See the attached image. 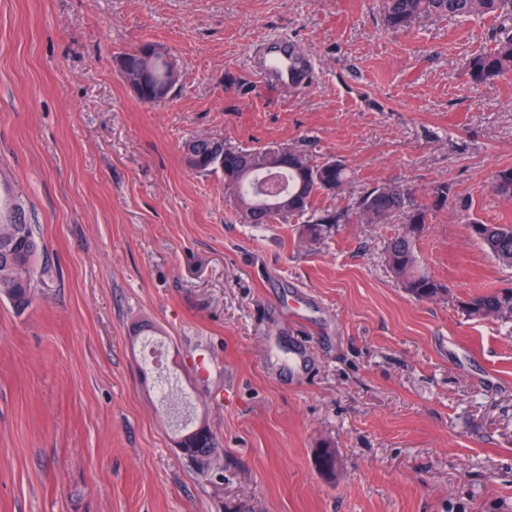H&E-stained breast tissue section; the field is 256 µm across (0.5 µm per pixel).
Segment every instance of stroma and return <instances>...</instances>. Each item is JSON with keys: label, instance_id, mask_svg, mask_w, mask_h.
<instances>
[{"label": "stroma", "instance_id": "35a3bbf8", "mask_svg": "<svg viewBox=\"0 0 512 512\" xmlns=\"http://www.w3.org/2000/svg\"><path fill=\"white\" fill-rule=\"evenodd\" d=\"M382 0H0V177L21 196L45 274L0 300V512H512V321L467 295L512 287L453 210L417 243L445 301L385 262L389 224H244L222 174L191 170L198 135L288 143L352 179L317 196L448 183L472 217L512 224L493 171L512 166V74L470 87L493 18L386 31ZM321 77L289 96L255 80L268 37ZM162 45L179 81L141 102L116 58ZM202 409L218 460L175 447L137 326ZM342 466L321 474L315 453Z\"/></svg>", "mask_w": 512, "mask_h": 512}]
</instances>
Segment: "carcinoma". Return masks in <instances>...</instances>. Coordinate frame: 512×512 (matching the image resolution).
I'll return each mask as SVG.
<instances>
[{
	"label": "carcinoma",
	"instance_id": "obj_1",
	"mask_svg": "<svg viewBox=\"0 0 512 512\" xmlns=\"http://www.w3.org/2000/svg\"><path fill=\"white\" fill-rule=\"evenodd\" d=\"M492 15L500 22L494 46L472 55L466 63V75L472 87L512 73V0H383L384 27L394 33L409 31L421 17L468 19ZM150 96H140L145 103L161 106L157 99L169 76V61L157 58L150 62ZM208 173L222 172L224 187L233 196L236 211L245 224H303L302 235L318 239L336 224H388L399 220L402 234L389 240L385 248L387 265L395 278L413 298L435 301L448 295L446 285L421 267L416 241L433 214L448 207L451 188L438 184L419 199L416 188L400 181H389L363 193L344 211L321 210L314 201L323 192H339L350 179V172L340 161L313 163L300 150L289 154L288 167H277L273 148L263 150L228 146L223 157L204 162ZM259 173L273 176L278 182L280 202L264 196L257 188ZM490 189L498 197L512 200V168L494 171ZM467 227L479 226L472 233L483 249L499 264L512 268V225L483 224L465 219ZM42 249L34 225L23 205L9 191H0V296L17 310L29 307L32 287L38 276L37 258ZM461 312L472 320H512V287L489 293H475L460 305Z\"/></svg>",
	"mask_w": 512,
	"mask_h": 512
}]
</instances>
